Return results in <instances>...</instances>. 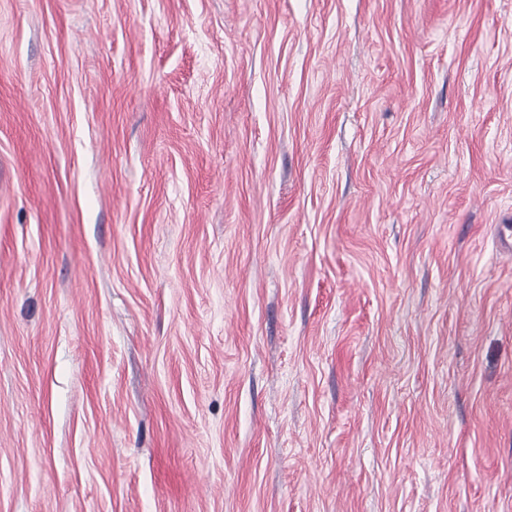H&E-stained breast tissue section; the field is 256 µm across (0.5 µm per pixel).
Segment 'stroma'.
<instances>
[{
    "label": "stroma",
    "instance_id": "stroma-1",
    "mask_svg": "<svg viewBox=\"0 0 512 512\" xmlns=\"http://www.w3.org/2000/svg\"><path fill=\"white\" fill-rule=\"evenodd\" d=\"M512 0H0V512H512Z\"/></svg>",
    "mask_w": 512,
    "mask_h": 512
}]
</instances>
